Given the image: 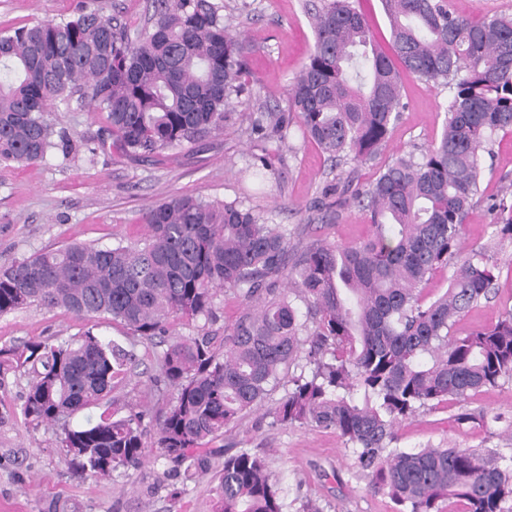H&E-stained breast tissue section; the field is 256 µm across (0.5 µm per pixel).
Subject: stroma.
Wrapping results in <instances>:
<instances>
[{"instance_id":"obj_1","label":"stroma","mask_w":512,"mask_h":512,"mask_svg":"<svg viewBox=\"0 0 512 512\" xmlns=\"http://www.w3.org/2000/svg\"><path fill=\"white\" fill-rule=\"evenodd\" d=\"M77 2L0 0V29L70 16ZM215 2L223 6L230 28L242 33L246 55L245 91L223 133L135 162L109 148L94 154L87 150V143L96 141L106 126L104 113L88 105L59 107L52 118L78 144V152L67 157L57 152L32 165H0V267L67 243L110 246L143 241L149 234L145 212L177 195L238 201L263 213L270 223L288 225L299 248L318 239L350 245L371 233L361 207H336V190L345 184L340 170L298 124L286 131L285 143L272 159L274 171L264 182L245 173L265 147L252 134L251 121L259 113L287 108L290 82L314 44L308 14L321 0ZM402 86V117L391 127L385 149L359 168L356 187H368L396 151L421 152L442 133L447 88L408 73L402 76ZM484 162L486 177L462 234L467 249L487 253L493 290L457 320L453 331L459 336L494 326L512 309V237H493L489 210L501 188L512 184V131L497 135ZM215 306L212 322H179L171 327V335L194 336L204 329L223 335L225 325L240 315L242 302L232 291L221 290ZM87 329L132 347L138 366L98 405L75 414L73 424L98 420L105 411H125L131 403L144 401L159 409L175 399L174 390H160L152 383L159 373L162 346L116 323L101 321L91 327L63 310L34 305L0 316V347L38 337L59 343ZM29 385L24 373L0 375V512H213V475L185 481L175 477L174 465L164 460L108 477L72 475L63 462L61 428L23 426L20 409ZM289 387L288 381H281L264 406L225 428L213 442L215 450L245 448L266 454L289 512H301L307 502L321 512H392L388 499L366 492L354 457L335 431L274 424L272 412ZM458 409L442 405L402 422L400 447L499 446L498 424L483 429L455 425L451 416ZM149 484L156 488L150 499L142 494Z\"/></svg>"}]
</instances>
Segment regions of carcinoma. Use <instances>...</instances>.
I'll return each instance as SVG.
<instances>
[{
	"label": "carcinoma",
	"mask_w": 512,
	"mask_h": 512,
	"mask_svg": "<svg viewBox=\"0 0 512 512\" xmlns=\"http://www.w3.org/2000/svg\"><path fill=\"white\" fill-rule=\"evenodd\" d=\"M401 66L448 88L440 139L420 156L396 154L350 199L372 234L343 245L319 239L292 254V231L236 202L174 196L145 214L148 237L111 247L70 243L0 267V315L30 306L108 319L154 340L173 320H210L217 292L243 312L224 327L167 343L155 383L176 391L159 416L127 406L94 423L72 416L102 400L135 364L133 351L87 330L58 344L0 348V374L32 375L25 426H61L64 462L106 477L151 459L211 469L209 444L262 405L288 367H300L273 415L284 426L335 431L367 490L394 512H512V432L493 450L396 446L397 427L429 405L464 402L512 381V310L455 336V322L488 298L484 254L462 226L480 192L494 137L512 130V15L479 21L451 0H380ZM315 42L289 88L288 108L262 112L251 133L281 139L293 120L327 156L356 167L387 142L405 108L400 72L374 43L356 0H323ZM244 45L211 0H152L144 32L87 4L59 20L0 31V162L34 164L67 152L50 118L60 101L106 113L111 146L134 161L195 145L224 130L244 91ZM493 234L512 236V191L490 205ZM451 271L435 299L423 285ZM306 307L301 314L299 305ZM155 422L146 441L145 419ZM487 426L482 411L451 415ZM214 512H288L267 458L224 453Z\"/></svg>",
	"instance_id": "cac0c4a2"
}]
</instances>
